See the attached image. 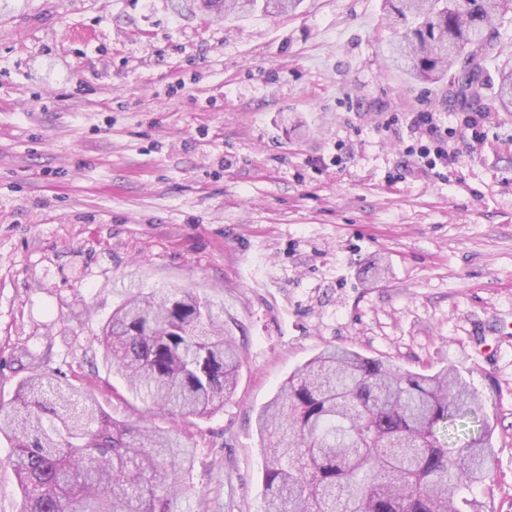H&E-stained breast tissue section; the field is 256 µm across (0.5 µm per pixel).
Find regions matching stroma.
Instances as JSON below:
<instances>
[{
  "label": "stroma",
  "instance_id": "35a3bbf8",
  "mask_svg": "<svg viewBox=\"0 0 512 512\" xmlns=\"http://www.w3.org/2000/svg\"><path fill=\"white\" fill-rule=\"evenodd\" d=\"M89 32L80 40V32ZM382 0L230 22L170 0H0V400L41 359L113 417L192 448L184 512H263L256 413L329 345L471 370L512 512V113L449 181L403 165L387 115L466 106L389 67ZM343 142L339 163L327 159ZM224 305L235 393L170 419L129 395L100 332L126 288Z\"/></svg>",
  "mask_w": 512,
  "mask_h": 512
}]
</instances>
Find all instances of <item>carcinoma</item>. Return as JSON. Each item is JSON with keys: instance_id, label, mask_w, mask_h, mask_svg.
<instances>
[{"instance_id": "carcinoma-1", "label": "carcinoma", "mask_w": 512, "mask_h": 512, "mask_svg": "<svg viewBox=\"0 0 512 512\" xmlns=\"http://www.w3.org/2000/svg\"><path fill=\"white\" fill-rule=\"evenodd\" d=\"M299 0H178L226 21L286 14ZM393 24L389 61L423 82L468 71L458 97L480 101V60L501 54L499 15L512 0H383ZM498 104L512 112V62L498 70ZM103 356L137 398L171 417H208L237 384L241 354L224 305L193 291L125 292L102 328ZM455 366L433 374L337 346L297 368L256 417L266 512H480L492 493V424ZM19 512H179L188 450L162 429L141 430L95 396L36 372L8 403Z\"/></svg>"}]
</instances>
